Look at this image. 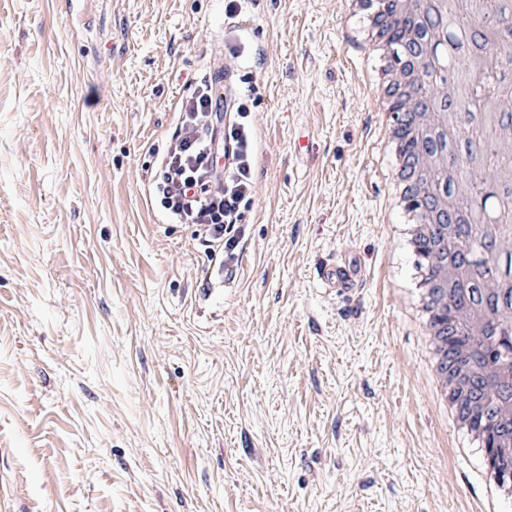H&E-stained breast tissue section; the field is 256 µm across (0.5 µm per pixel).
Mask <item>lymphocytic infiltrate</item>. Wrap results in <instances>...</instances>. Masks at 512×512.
Segmentation results:
<instances>
[{"instance_id":"f902f5d3","label":"lymphocytic infiltrate","mask_w":512,"mask_h":512,"mask_svg":"<svg viewBox=\"0 0 512 512\" xmlns=\"http://www.w3.org/2000/svg\"><path fill=\"white\" fill-rule=\"evenodd\" d=\"M236 121L223 120L212 86L202 83L183 102L180 122L161 160L153 187L160 206L178 223L192 224L205 246L234 248L230 232L240 221V205L252 182V149L245 103L236 107ZM223 125L224 140L233 145L230 164L222 166L212 148L211 133Z\"/></svg>"}]
</instances>
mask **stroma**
<instances>
[{
    "label": "stroma",
    "mask_w": 512,
    "mask_h": 512,
    "mask_svg": "<svg viewBox=\"0 0 512 512\" xmlns=\"http://www.w3.org/2000/svg\"><path fill=\"white\" fill-rule=\"evenodd\" d=\"M362 24L344 0H0V512H475ZM216 68L252 132L230 285L149 189ZM344 254L347 294L319 281ZM320 280L324 286L348 292L363 285L365 271L354 259L344 256L325 266L320 273Z\"/></svg>",
    "instance_id": "1"
}]
</instances>
